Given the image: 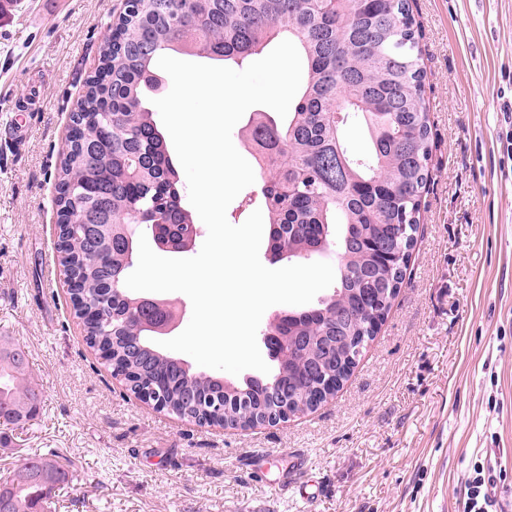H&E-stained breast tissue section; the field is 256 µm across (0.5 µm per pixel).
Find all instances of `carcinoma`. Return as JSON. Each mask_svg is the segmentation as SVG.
Masks as SVG:
<instances>
[{
  "mask_svg": "<svg viewBox=\"0 0 512 512\" xmlns=\"http://www.w3.org/2000/svg\"><path fill=\"white\" fill-rule=\"evenodd\" d=\"M411 0H125L71 117L57 183L59 261L81 287L85 340L109 350L111 367L153 390L167 412L200 422L221 415L252 428L282 408L311 411L335 395L385 322L417 244L431 179L432 122ZM289 40L304 65L285 118L255 110L239 127L254 159L274 261L334 253L336 282L316 305L280 310L262 330L270 372L238 381L195 371L143 325L176 319L170 301L142 305L123 288L137 242L150 233L178 252L199 227L181 174L144 94L158 87L168 52L242 65ZM357 123L368 152L346 144ZM78 224H96L88 242ZM25 352L0 336V419L23 426L42 395ZM277 386L286 400L269 401ZM72 473L50 452L24 458L4 481L10 512H45Z\"/></svg>",
  "mask_w": 512,
  "mask_h": 512,
  "instance_id": "cac0c4a2",
  "label": "carcinoma"
}]
</instances>
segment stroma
<instances>
[{
	"instance_id": "stroma-1",
	"label": "stroma",
	"mask_w": 512,
	"mask_h": 512,
	"mask_svg": "<svg viewBox=\"0 0 512 512\" xmlns=\"http://www.w3.org/2000/svg\"><path fill=\"white\" fill-rule=\"evenodd\" d=\"M123 4L0 0V336L43 396L0 478L54 449L75 464L57 512H457L480 471L512 512V0H412L433 147L405 283L336 397L246 431L113 379L57 260L70 116Z\"/></svg>"
}]
</instances>
